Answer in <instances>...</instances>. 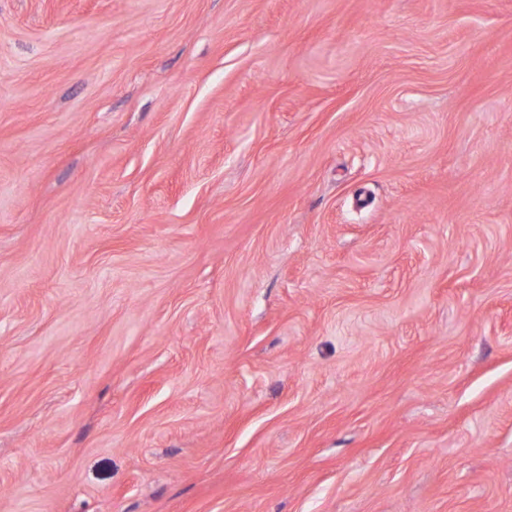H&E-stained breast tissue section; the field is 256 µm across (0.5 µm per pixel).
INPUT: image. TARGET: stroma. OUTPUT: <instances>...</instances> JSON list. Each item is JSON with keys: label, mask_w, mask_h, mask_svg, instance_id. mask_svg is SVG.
I'll return each mask as SVG.
<instances>
[{"label": "stroma", "mask_w": 512, "mask_h": 512, "mask_svg": "<svg viewBox=\"0 0 512 512\" xmlns=\"http://www.w3.org/2000/svg\"><path fill=\"white\" fill-rule=\"evenodd\" d=\"M0 512H512V0H0Z\"/></svg>", "instance_id": "35a3bbf8"}]
</instances>
